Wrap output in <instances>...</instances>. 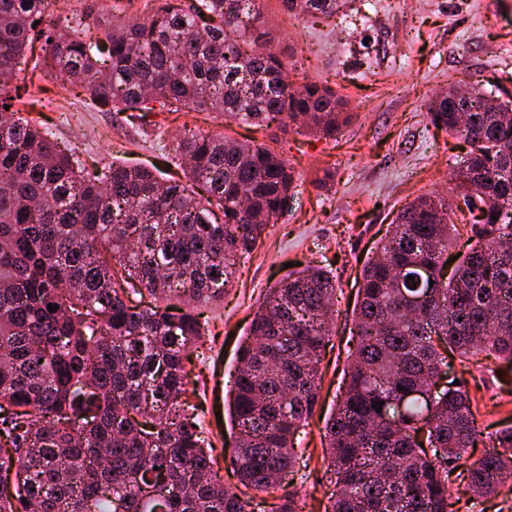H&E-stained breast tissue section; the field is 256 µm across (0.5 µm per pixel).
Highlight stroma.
Here are the masks:
<instances>
[{"instance_id":"obj_1","label":"stroma","mask_w":512,"mask_h":512,"mask_svg":"<svg viewBox=\"0 0 512 512\" xmlns=\"http://www.w3.org/2000/svg\"><path fill=\"white\" fill-rule=\"evenodd\" d=\"M260 8L267 40L288 63L289 84L325 85L347 99L351 119L336 137L278 122L253 129L208 110L158 112L141 127L126 115L95 111L82 88L49 76L38 81V105L21 114L56 123L59 142L78 146L90 165L159 166L164 178L184 180L173 154L187 127L255 140L293 165L297 178L284 211L238 261L235 281L211 310L205 353L192 369L202 425L225 484L236 485V431L225 413L239 346L269 288L288 276V264L310 260L331 270L340 286L336 334L323 353L319 401L297 438L305 462L292 485L305 499L304 512H324L334 490L324 425L342 392L363 266L405 206L422 195L449 196L452 176L467 157L464 139L433 126L426 104L451 86L512 104V0H354L330 22L290 14L281 0H260ZM327 173L332 179L324 188ZM453 370L484 433L512 425L511 364L458 363ZM452 501L454 512H512V479L496 495L474 500L463 474H455Z\"/></svg>"}]
</instances>
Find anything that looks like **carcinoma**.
I'll list each match as a JSON object with an SVG mask.
<instances>
[{
	"instance_id": "1",
	"label": "carcinoma",
	"mask_w": 512,
	"mask_h": 512,
	"mask_svg": "<svg viewBox=\"0 0 512 512\" xmlns=\"http://www.w3.org/2000/svg\"><path fill=\"white\" fill-rule=\"evenodd\" d=\"M66 2L0 0V512H301L294 492H277L298 471L294 438L318 399L331 273L308 265L269 289L239 347L235 489L185 365L206 342L199 309L221 298L282 210L292 168L262 144L184 130L176 155L219 217L190 186L149 170L84 175L78 150L14 105L35 104L36 73L19 64L36 42L48 48L40 71L140 119L209 109L333 137L344 100L288 85L287 63L259 50L257 0H162L146 21L113 19L103 44L90 35L99 0L79 13ZM281 2L331 19L352 0ZM427 115L470 143L453 192L479 220L447 277L452 203L422 196L364 266L356 348L325 424L336 486L326 512H450L448 480L483 431L443 352L512 362V112L450 88ZM488 439L467 468L478 499L512 477V426Z\"/></svg>"
}]
</instances>
